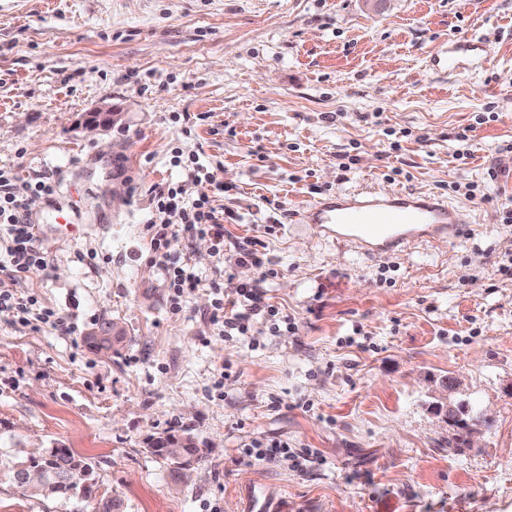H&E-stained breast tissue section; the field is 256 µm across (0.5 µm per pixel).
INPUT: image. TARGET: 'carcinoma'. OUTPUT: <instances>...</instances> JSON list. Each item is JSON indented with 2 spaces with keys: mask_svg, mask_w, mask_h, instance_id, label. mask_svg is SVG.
Masks as SVG:
<instances>
[{
  "mask_svg": "<svg viewBox=\"0 0 512 512\" xmlns=\"http://www.w3.org/2000/svg\"><path fill=\"white\" fill-rule=\"evenodd\" d=\"M151 454L169 461L182 470V477L190 475V467L198 448L188 434L168 433L159 436L149 445ZM41 470L46 478L38 485L23 481L25 472ZM92 466L68 448H46L38 455L5 458L0 455V481L5 480L21 490L60 501L83 499L89 512H121L122 504L115 499L91 502Z\"/></svg>",
  "mask_w": 512,
  "mask_h": 512,
  "instance_id": "1",
  "label": "carcinoma"
}]
</instances>
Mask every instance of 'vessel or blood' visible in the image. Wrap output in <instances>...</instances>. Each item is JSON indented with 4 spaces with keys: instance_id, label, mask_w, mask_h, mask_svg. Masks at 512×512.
I'll return each mask as SVG.
<instances>
[{
    "instance_id": "vessel-or-blood-1",
    "label": "vessel or blood",
    "mask_w": 512,
    "mask_h": 512,
    "mask_svg": "<svg viewBox=\"0 0 512 512\" xmlns=\"http://www.w3.org/2000/svg\"><path fill=\"white\" fill-rule=\"evenodd\" d=\"M484 57L483 40L464 38L455 51L432 54L430 64L437 72L461 73ZM304 217L368 252L407 245L426 232L454 238L470 221L466 210L430 193L371 190L320 199Z\"/></svg>"
}]
</instances>
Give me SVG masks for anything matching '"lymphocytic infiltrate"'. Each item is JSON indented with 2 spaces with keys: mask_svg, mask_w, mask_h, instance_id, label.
<instances>
[{
  "mask_svg": "<svg viewBox=\"0 0 512 512\" xmlns=\"http://www.w3.org/2000/svg\"><path fill=\"white\" fill-rule=\"evenodd\" d=\"M183 169V182L158 183L147 190L159 216L158 221L149 226L151 262L163 273L173 311L182 310L186 295L200 283L190 264V251L194 241L206 238L212 243L214 256L221 258L225 267L223 274L209 282L214 296L209 320L220 328L225 339L247 335L255 323L262 320L290 323V316L269 301L267 282L276 272L266 267L254 239L246 238L237 243L233 255L224 253V225L234 219L235 214L217 210L214 199L227 192V185L204 172L196 156H189ZM55 190L56 183L50 173L20 183L10 172L0 169V224L8 228L5 252L14 273L25 274L48 267L46 258L33 247L36 229L31 213L37 203L49 198ZM245 263L260 268L257 279L240 282L231 274V267ZM0 312L29 316L63 333L68 330L58 312L41 307L35 296L20 295L9 288L0 289ZM240 455L251 460L288 462L297 469L318 458L315 449L293 448L285 442L269 446L252 442L241 449Z\"/></svg>",
  "mask_w": 512,
  "mask_h": 512,
  "instance_id": "obj_1",
  "label": "lymphocytic infiltrate"
}]
</instances>
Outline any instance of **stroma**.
<instances>
[{
	"mask_svg": "<svg viewBox=\"0 0 512 512\" xmlns=\"http://www.w3.org/2000/svg\"><path fill=\"white\" fill-rule=\"evenodd\" d=\"M471 36L487 65L430 68ZM489 107L495 120L475 124ZM108 108L116 124L86 125ZM510 145L512 0H0V167L58 184L33 213L48 271L1 266L0 286L73 327L0 313V454L70 448L91 463L94 496L123 512H249L258 489L269 512H512V174L487 181L496 159L512 167ZM176 148L228 185L215 205L240 221L224 252L257 239L293 327L224 339L204 317L217 259L203 239V284L171 312L149 262L147 189L182 180ZM472 182L497 204L469 200ZM365 188L434 192L475 221L452 241L368 254L300 214ZM105 321L126 334L109 355L85 343ZM446 375L462 380L449 401L484 418L474 446L449 448L432 408ZM174 430L200 450L186 480L148 450ZM253 440L320 458L243 460ZM78 508L0 483V512Z\"/></svg>",
	"mask_w": 512,
	"mask_h": 512,
	"instance_id": "35a3bbf8",
	"label": "stroma"
}]
</instances>
